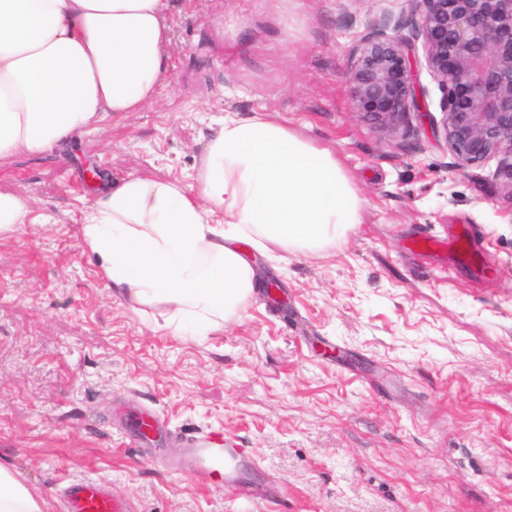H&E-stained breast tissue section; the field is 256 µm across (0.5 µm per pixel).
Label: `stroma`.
Instances as JSON below:
<instances>
[{"label": "stroma", "instance_id": "stroma-1", "mask_svg": "<svg viewBox=\"0 0 512 512\" xmlns=\"http://www.w3.org/2000/svg\"><path fill=\"white\" fill-rule=\"evenodd\" d=\"M178 2L155 104L64 158L0 165L43 218L0 239V464L45 512L77 479L137 512H512V200L496 160L458 170L422 50L428 112L404 137L379 138L350 95L366 21L405 0ZM262 110L335 153L358 222L321 249L245 248L260 286L223 332L172 335L81 248L85 173L185 178L210 124ZM466 228L486 261L410 246ZM141 410L166 427L146 444L125 422ZM204 434L247 449L245 484L176 467Z\"/></svg>", "mask_w": 512, "mask_h": 512}]
</instances>
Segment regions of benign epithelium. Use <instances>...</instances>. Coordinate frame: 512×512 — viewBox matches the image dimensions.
<instances>
[{
	"instance_id": "1",
	"label": "benign epithelium",
	"mask_w": 512,
	"mask_h": 512,
	"mask_svg": "<svg viewBox=\"0 0 512 512\" xmlns=\"http://www.w3.org/2000/svg\"><path fill=\"white\" fill-rule=\"evenodd\" d=\"M407 2V20L368 21L351 49L355 112L387 139L426 112L409 54L411 41L421 42L427 69L446 91L441 126L457 166L497 159L512 200V0ZM407 22L410 39L402 34Z\"/></svg>"
}]
</instances>
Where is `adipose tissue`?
Instances as JSON below:
<instances>
[{
	"mask_svg": "<svg viewBox=\"0 0 512 512\" xmlns=\"http://www.w3.org/2000/svg\"><path fill=\"white\" fill-rule=\"evenodd\" d=\"M177 0H0V163L46 155L141 111L169 66ZM328 148L251 114L210 129L192 182L97 178L81 244L108 287L162 311L173 335L223 330L256 286L242 243L322 248L358 221ZM0 465V512H44Z\"/></svg>",
	"mask_w": 512,
	"mask_h": 512,
	"instance_id": "adipose-tissue-1",
	"label": "adipose tissue"
}]
</instances>
